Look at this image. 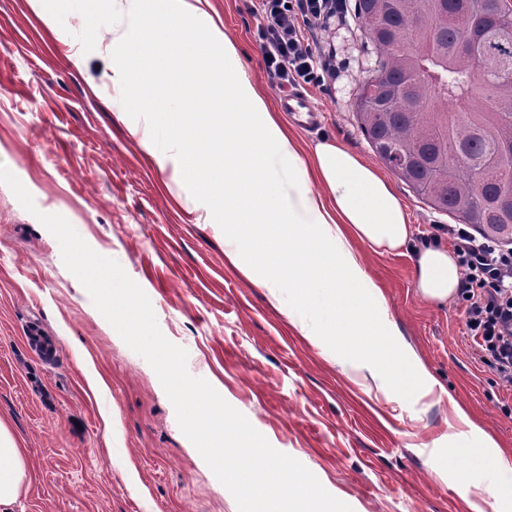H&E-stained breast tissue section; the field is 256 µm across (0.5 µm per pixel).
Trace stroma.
I'll use <instances>...</instances> for the list:
<instances>
[{
	"mask_svg": "<svg viewBox=\"0 0 512 512\" xmlns=\"http://www.w3.org/2000/svg\"><path fill=\"white\" fill-rule=\"evenodd\" d=\"M238 46L236 66L277 104L246 0H209ZM68 15L57 23L30 0H0V164L38 212L64 216L98 254L115 259L149 297L163 335L276 450L307 467L353 512H512V500L458 491L478 441L458 402L492 433L512 466V393L492 384L465 329V307L431 304L415 288L411 253L367 252L397 323L448 398L366 385L341 368L351 321L329 346L311 345L264 289L224 256L210 209L185 187L175 157L157 161L144 120L120 101L111 53L124 23L101 27L83 53ZM340 67L306 94L322 114L308 145L335 139L378 164L353 116L374 55L355 21L325 39ZM415 245H447L431 209L398 177ZM0 419L24 447L21 512H238L181 432L151 365L131 350L63 264L57 239L0 183Z\"/></svg>",
	"mask_w": 512,
	"mask_h": 512,
	"instance_id": "stroma-1",
	"label": "stroma"
}]
</instances>
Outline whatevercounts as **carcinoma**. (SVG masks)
Returning a JSON list of instances; mask_svg holds the SVG:
<instances>
[{
  "label": "carcinoma",
  "mask_w": 512,
  "mask_h": 512,
  "mask_svg": "<svg viewBox=\"0 0 512 512\" xmlns=\"http://www.w3.org/2000/svg\"><path fill=\"white\" fill-rule=\"evenodd\" d=\"M469 0H428L407 16L396 11L382 28L365 23L368 0H356L353 14L376 53L375 67L362 81L355 119L373 152L427 204L460 218L476 231L512 240V214L496 202L512 186L481 183V168L512 173V151L502 146L512 133V107L499 105L512 90V40L475 35L467 57L455 52L464 39L455 24H439L434 13L467 11ZM493 27L512 28V9L493 0ZM391 87H418L417 100L392 97L378 102L375 81Z\"/></svg>",
  "instance_id": "cac0c4a2"
}]
</instances>
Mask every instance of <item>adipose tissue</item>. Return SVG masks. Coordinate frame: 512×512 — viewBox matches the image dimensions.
Listing matches in <instances>:
<instances>
[{"instance_id": "1", "label": "adipose tissue", "mask_w": 512, "mask_h": 512, "mask_svg": "<svg viewBox=\"0 0 512 512\" xmlns=\"http://www.w3.org/2000/svg\"><path fill=\"white\" fill-rule=\"evenodd\" d=\"M208 4L209 0H172V26L201 29L208 45L236 58V44L225 34L223 22L208 13ZM217 82L227 91L225 129L236 133L240 152L258 160L257 168L225 172L224 192L232 194L242 178L254 176L258 197L252 207L264 217L257 233L299 245L303 254L286 269L271 270L228 223V261L251 284L265 289L270 306L287 314L312 345L322 346L332 336L337 313H358L368 335L382 337L402 351L404 362L395 372L398 388L433 393L436 379L389 318L383 290L363 262L364 250L395 253L413 238L407 208L388 179L338 141L301 145L244 69L225 68ZM414 264L415 285L423 300L445 303L456 296L462 274L455 253L429 245L416 251ZM452 410L482 439L481 447L471 451L473 468L498 470L490 490L511 497L512 475L500 470L502 450L463 407L456 404ZM26 476L20 442L0 420V512H13Z\"/></svg>"}]
</instances>
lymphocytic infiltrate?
<instances>
[{
  "mask_svg": "<svg viewBox=\"0 0 512 512\" xmlns=\"http://www.w3.org/2000/svg\"><path fill=\"white\" fill-rule=\"evenodd\" d=\"M350 0H258L257 40L265 69L280 88H323L336 62L322 56L320 39L345 22ZM448 238L462 269L457 299L466 306V328L479 361L497 386L512 390V244L477 238L468 225L449 226Z\"/></svg>",
  "mask_w": 512,
  "mask_h": 512,
  "instance_id": "1",
  "label": "lymphocytic infiltrate"
}]
</instances>
